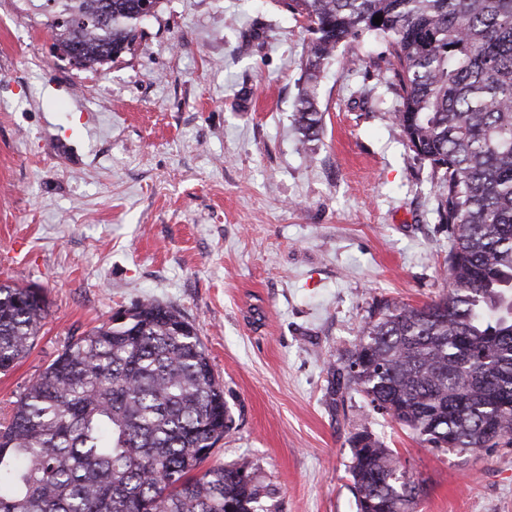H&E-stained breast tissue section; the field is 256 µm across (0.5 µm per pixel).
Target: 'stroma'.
Returning a JSON list of instances; mask_svg holds the SVG:
<instances>
[{"label":"stroma","instance_id":"35a3bbf8","mask_svg":"<svg viewBox=\"0 0 512 512\" xmlns=\"http://www.w3.org/2000/svg\"><path fill=\"white\" fill-rule=\"evenodd\" d=\"M136 52L97 71L0 0V281L49 315L0 373V418L73 339L151 299L198 329L234 419L209 465L251 460L276 512H357L359 427L418 478L417 512H512V447L420 443L327 389L375 302L443 293L436 180L393 114L385 47L345 43L300 144L307 34L279 0H162Z\"/></svg>","mask_w":512,"mask_h":512}]
</instances>
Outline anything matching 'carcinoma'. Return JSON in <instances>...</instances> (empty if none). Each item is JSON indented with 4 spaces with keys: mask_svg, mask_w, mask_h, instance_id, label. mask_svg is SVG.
Masks as SVG:
<instances>
[{
    "mask_svg": "<svg viewBox=\"0 0 512 512\" xmlns=\"http://www.w3.org/2000/svg\"><path fill=\"white\" fill-rule=\"evenodd\" d=\"M44 0L56 56L98 70L145 37L139 0ZM308 34L296 122L317 135L339 45L387 44L394 119L438 174L446 292L371 310L345 388L422 443L512 446V0H288ZM382 23H373L374 16ZM69 342L0 424V512H260L247 460L202 469L232 425L193 323L154 301ZM39 288L0 282V372L45 325ZM358 512H414L422 484L367 430L352 436Z\"/></svg>",
    "mask_w": 512,
    "mask_h": 512,
    "instance_id": "obj_1",
    "label": "carcinoma"
}]
</instances>
